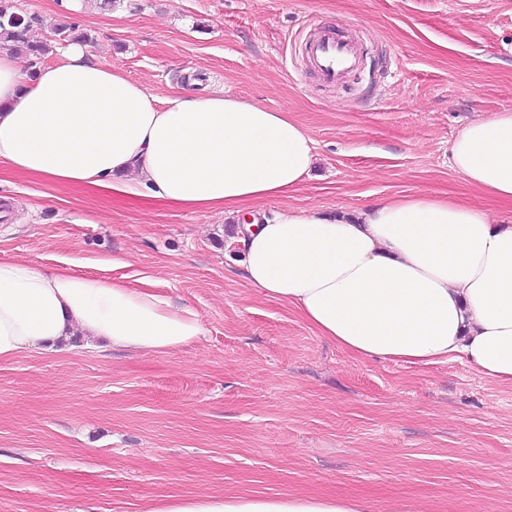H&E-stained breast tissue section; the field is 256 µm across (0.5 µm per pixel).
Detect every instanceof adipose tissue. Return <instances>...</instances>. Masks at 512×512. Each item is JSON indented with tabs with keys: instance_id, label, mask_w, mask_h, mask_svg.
I'll list each match as a JSON object with an SVG mask.
<instances>
[{
	"instance_id": "obj_1",
	"label": "adipose tissue",
	"mask_w": 512,
	"mask_h": 512,
	"mask_svg": "<svg viewBox=\"0 0 512 512\" xmlns=\"http://www.w3.org/2000/svg\"><path fill=\"white\" fill-rule=\"evenodd\" d=\"M27 74L0 52V163L58 186L162 199L240 220L245 277L318 336L362 359H463L512 385V224L468 202L415 193L356 219L309 208L266 217L308 175L314 144L288 113L225 91L155 95L81 45ZM449 162L512 204V110L467 124ZM166 354L205 334L199 312L163 294L69 268L0 261V361L74 335ZM154 512H373L368 500L296 492L173 498Z\"/></svg>"
}]
</instances>
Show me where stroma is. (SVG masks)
<instances>
[{
    "instance_id": "stroma-1",
    "label": "stroma",
    "mask_w": 512,
    "mask_h": 512,
    "mask_svg": "<svg viewBox=\"0 0 512 512\" xmlns=\"http://www.w3.org/2000/svg\"><path fill=\"white\" fill-rule=\"evenodd\" d=\"M44 38L158 96L225 90L285 111L315 143L287 209L355 213L427 191L496 221L512 206L448 164L471 121L512 110V0H16ZM355 42L329 85L305 45ZM0 259L193 305L206 333L168 354L83 347L0 362V512H150L167 496L339 493L374 512H512V385L462 360L359 359L245 280L235 220L0 167Z\"/></svg>"
}]
</instances>
